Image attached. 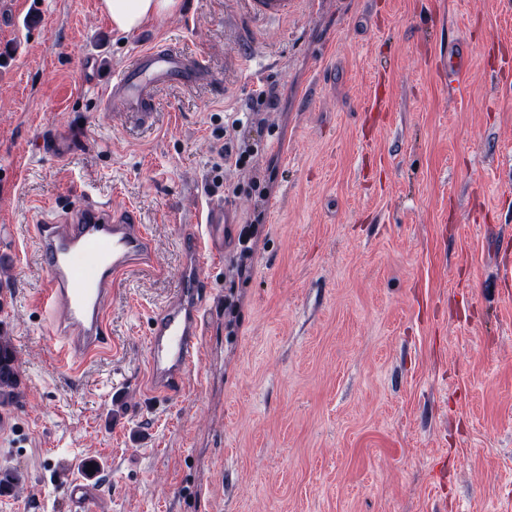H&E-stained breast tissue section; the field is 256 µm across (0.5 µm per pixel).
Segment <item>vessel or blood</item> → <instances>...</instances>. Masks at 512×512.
Segmentation results:
<instances>
[{"mask_svg":"<svg viewBox=\"0 0 512 512\" xmlns=\"http://www.w3.org/2000/svg\"><path fill=\"white\" fill-rule=\"evenodd\" d=\"M297 0H245L248 21L240 32L242 44L254 42L253 25L276 21L294 11ZM202 59L183 53L172 44L151 46L135 53L103 91V101L119 106L128 119L146 124L156 108L158 92L168 86H192L207 78ZM233 216L223 202H209L204 233L184 242V263L179 286L152 319L147 347V386L151 394L171 398L185 391L189 369L198 355L206 308L201 301L205 285L201 259L224 246V227ZM38 263L46 277L40 304L55 316L53 337L59 356L72 368L111 354L106 298L133 266L155 265L152 239L136 208H107L84 200L65 220L34 226ZM91 258L89 272L81 261ZM71 512H88L86 480L66 485Z\"/></svg>","mask_w":512,"mask_h":512,"instance_id":"vessel-or-blood-1","label":"vessel or blood"}]
</instances>
